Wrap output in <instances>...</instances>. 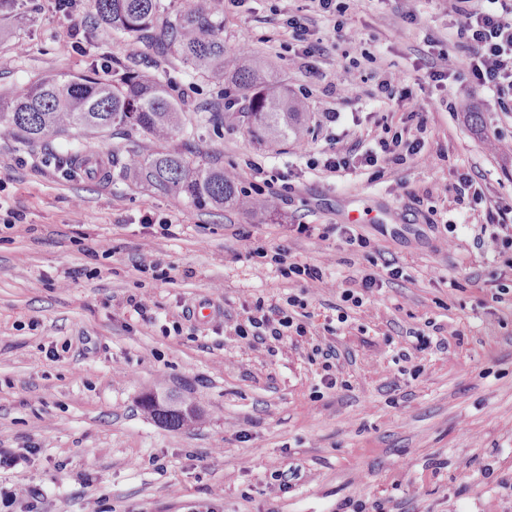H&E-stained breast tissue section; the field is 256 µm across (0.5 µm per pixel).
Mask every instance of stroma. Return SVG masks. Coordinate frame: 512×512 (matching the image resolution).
I'll return each instance as SVG.
<instances>
[{
  "label": "stroma",
  "mask_w": 512,
  "mask_h": 512,
  "mask_svg": "<svg viewBox=\"0 0 512 512\" xmlns=\"http://www.w3.org/2000/svg\"><path fill=\"white\" fill-rule=\"evenodd\" d=\"M91 12L89 0L67 16L0 12V93L48 75L108 79L116 64L189 89L194 112L224 89L235 105L223 126L168 149L236 168L242 193L259 175L288 189L264 193V210L223 211L132 173L64 170L62 156L95 146L88 136L0 142V512H512V247L484 246L490 212L512 209V112L490 90L462 111L429 80L440 50L467 53L449 0H356L341 16L314 0L228 6L227 56L263 57L306 104L296 135L263 141L237 86L153 43L89 32ZM290 14L317 45L307 59ZM392 73L421 121L412 100L379 93ZM350 77L360 97L346 102L336 87ZM397 132L422 137L423 153L376 177L365 154ZM332 151L347 170L319 167ZM463 173L478 199L457 198ZM145 247L157 274L136 269ZM278 251L321 281L284 276ZM366 274L378 288L359 290ZM291 296L307 336L271 354L236 336L257 302ZM199 302L213 321L192 317ZM436 324L447 349L412 352ZM317 342L340 354L335 387L309 359ZM156 391L196 402L200 421L157 422L140 405ZM19 485L29 495L11 498Z\"/></svg>",
  "instance_id": "stroma-1"
}]
</instances>
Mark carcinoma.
<instances>
[{"label": "carcinoma", "instance_id": "cac0c4a2", "mask_svg": "<svg viewBox=\"0 0 512 512\" xmlns=\"http://www.w3.org/2000/svg\"><path fill=\"white\" fill-rule=\"evenodd\" d=\"M92 29L100 27L142 39H158L162 50L192 71L224 76L248 91L249 131L262 138H285L301 124L303 105L273 80L266 63L245 53L228 61L224 51V11L215 7L167 6L162 0H92ZM127 127L156 144L177 134L188 137L193 125L179 99L160 79L129 69L116 80L91 76L41 78L0 95V140L22 139L37 145L71 134L92 135L106 145L112 128ZM118 173L128 170L164 194H184L199 206H231L252 211L260 204L237 192V177L222 167H194L181 152L143 154L136 149L112 160ZM144 410L157 421L180 428L198 420L193 401L148 394Z\"/></svg>", "mask_w": 512, "mask_h": 512}]
</instances>
